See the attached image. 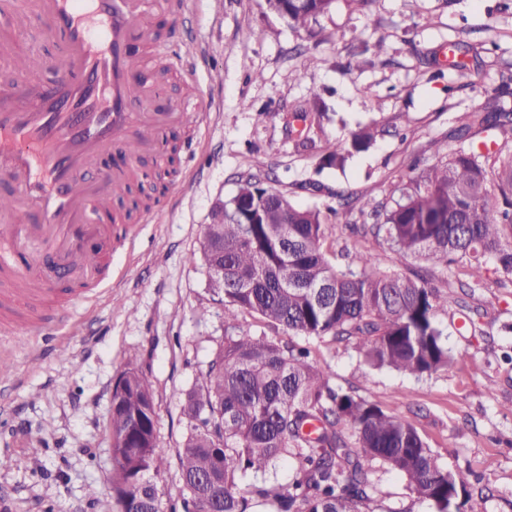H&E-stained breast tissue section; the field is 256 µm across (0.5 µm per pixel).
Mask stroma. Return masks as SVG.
<instances>
[{"label": "stroma", "mask_w": 512, "mask_h": 512, "mask_svg": "<svg viewBox=\"0 0 512 512\" xmlns=\"http://www.w3.org/2000/svg\"><path fill=\"white\" fill-rule=\"evenodd\" d=\"M460 40L495 45L467 76L446 61ZM164 43L198 49L212 121L196 133L177 128L175 160L161 145L145 155L153 208L113 224L108 286L74 298L63 323L0 338V361L11 366L0 378V459L12 461L0 466V512H120L110 490V396L131 356L153 385L157 439L168 450L157 479L162 508L179 512L174 450L186 434L185 395L226 336L266 328L245 312L227 319L198 250L213 205L243 175H260L299 207L337 209L339 245L380 253L383 267L405 273L416 260L350 234L362 196L385 197L416 166L437 163L475 106L495 99L512 108V87L502 86L512 74V0H374L367 17L357 0H334L308 31L290 28L265 0H190ZM32 46L48 57L58 50L42 26L20 33L0 24L1 51ZM212 71L221 82L208 83ZM313 93L328 105L327 138L347 143L361 128L383 129L344 168L321 167L320 152L288 134V113ZM498 279L489 273L465 295L481 312L477 329L449 330L461 358L432 376L368 369L328 339L311 348L336 385L409 419L442 465L468 482L482 475L487 512H512V283ZM374 468L377 512H428L401 474ZM91 486L97 498L87 496Z\"/></svg>", "instance_id": "obj_1"}]
</instances>
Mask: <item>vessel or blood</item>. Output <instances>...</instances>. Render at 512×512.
<instances>
[{
    "label": "vessel or blood",
    "instance_id": "obj_1",
    "mask_svg": "<svg viewBox=\"0 0 512 512\" xmlns=\"http://www.w3.org/2000/svg\"><path fill=\"white\" fill-rule=\"evenodd\" d=\"M185 0H35L17 19L19 29L41 23L64 42L62 57L45 61L36 49L16 59L0 78V178L14 193L10 221L0 225V311H23L38 326L35 298L55 281L98 287L107 263L102 249L112 227L99 223L112 199L137 175V161L161 128L159 90L178 68L194 72V51L161 52L154 23ZM155 57V82L138 78L144 59ZM52 69L53 84L40 74ZM185 127L209 119L203 97L169 105Z\"/></svg>",
    "mask_w": 512,
    "mask_h": 512
}]
</instances>
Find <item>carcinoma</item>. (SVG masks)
<instances>
[{
    "instance_id": "carcinoma-1",
    "label": "carcinoma",
    "mask_w": 512,
    "mask_h": 512,
    "mask_svg": "<svg viewBox=\"0 0 512 512\" xmlns=\"http://www.w3.org/2000/svg\"><path fill=\"white\" fill-rule=\"evenodd\" d=\"M269 10L294 29L329 13L332 0H270ZM326 106L310 96L291 113L288 132L304 148L319 146L322 162L341 168L343 147L323 132ZM458 138L468 140L383 199L361 200L369 236L403 258L450 268L467 265L476 288L486 259L512 278V111L494 105L465 116ZM375 132L363 128L352 147L368 149ZM251 209L224 224V308L288 331L268 336L240 331L224 337L201 382L182 409L187 434L176 449L182 509L190 512H375L373 463L406 480L409 494L430 512H486L487 488L467 489L459 471L443 467L416 427L350 390L310 359L306 342L352 347L370 369L423 378L456 360L448 324L439 315L458 304L451 291L380 269L379 255L333 262L332 233L317 208H301L262 180H240ZM113 397L109 427L125 437L112 449V497L121 512H161L154 476L168 449L159 445L153 388L133 372ZM205 391L209 411L196 399ZM288 460V482L268 475Z\"/></svg>"
}]
</instances>
